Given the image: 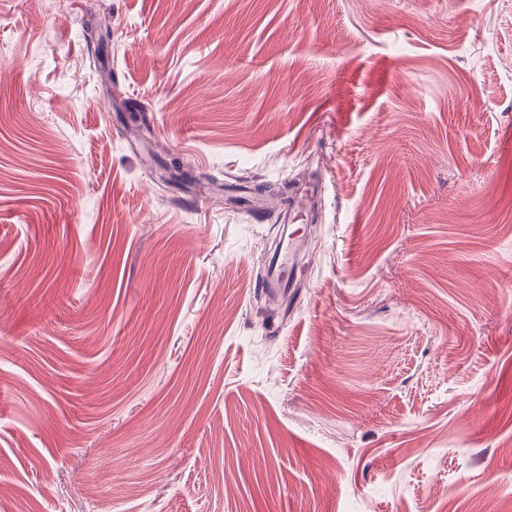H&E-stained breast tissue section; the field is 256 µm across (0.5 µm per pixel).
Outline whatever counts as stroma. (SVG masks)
Returning <instances> with one entry per match:
<instances>
[{
  "label": "stroma",
  "mask_w": 512,
  "mask_h": 512,
  "mask_svg": "<svg viewBox=\"0 0 512 512\" xmlns=\"http://www.w3.org/2000/svg\"><path fill=\"white\" fill-rule=\"evenodd\" d=\"M508 476L512 0H0V512H512ZM300 242L288 235V242L284 250L277 251L271 265L266 286L268 288L286 286L293 272Z\"/></svg>",
  "instance_id": "1"
}]
</instances>
